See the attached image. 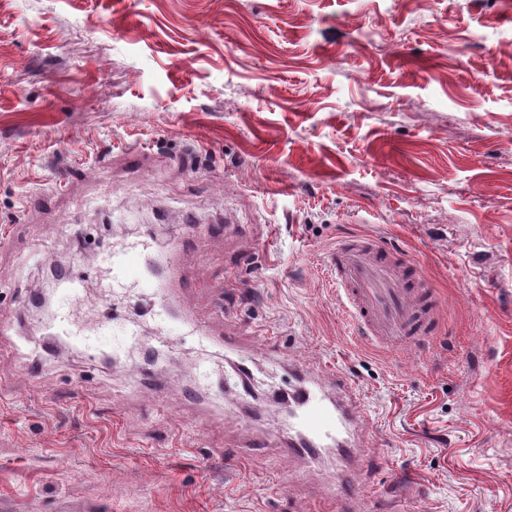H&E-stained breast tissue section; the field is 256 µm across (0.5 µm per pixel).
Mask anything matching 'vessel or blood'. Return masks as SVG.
I'll return each mask as SVG.
<instances>
[{"mask_svg": "<svg viewBox=\"0 0 512 512\" xmlns=\"http://www.w3.org/2000/svg\"><path fill=\"white\" fill-rule=\"evenodd\" d=\"M103 261L113 281H130L143 288L154 285L145 252L115 250L106 253ZM328 265L358 331L378 347L406 345L438 333L437 294L430 288H410V278H422L423 273L407 257L390 254L371 237L353 235L337 241ZM292 401L299 419L289 442L291 455L315 459L327 443L335 445L340 460L355 455L358 429L342 400L299 386Z\"/></svg>", "mask_w": 512, "mask_h": 512, "instance_id": "vessel-or-blood-1", "label": "vessel or blood"}]
</instances>
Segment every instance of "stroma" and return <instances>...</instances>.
Masks as SVG:
<instances>
[{
  "label": "stroma",
  "instance_id": "1",
  "mask_svg": "<svg viewBox=\"0 0 512 512\" xmlns=\"http://www.w3.org/2000/svg\"><path fill=\"white\" fill-rule=\"evenodd\" d=\"M348 235L421 266L438 335L358 336ZM95 239L193 291L111 289ZM0 317V512H512V0H0ZM295 365L353 388L346 471L286 451Z\"/></svg>",
  "mask_w": 512,
  "mask_h": 512
}]
</instances>
